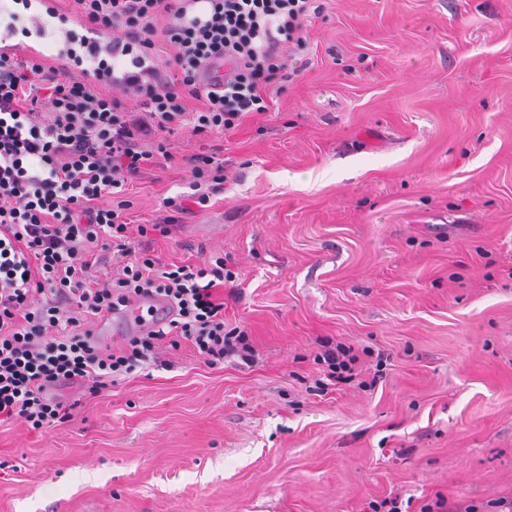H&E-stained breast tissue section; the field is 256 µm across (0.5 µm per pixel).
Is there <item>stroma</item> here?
Returning a JSON list of instances; mask_svg holds the SVG:
<instances>
[{"mask_svg": "<svg viewBox=\"0 0 512 512\" xmlns=\"http://www.w3.org/2000/svg\"><path fill=\"white\" fill-rule=\"evenodd\" d=\"M323 3L307 70L214 135L223 195L155 244L223 252L254 364L185 343L71 421L0 426V512L512 502V0ZM185 184H138L136 223ZM327 338L373 356L321 393Z\"/></svg>", "mask_w": 512, "mask_h": 512, "instance_id": "obj_1", "label": "stroma"}]
</instances>
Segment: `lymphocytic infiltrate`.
<instances>
[{"label":"lymphocytic infiltrate","mask_w":512,"mask_h":512,"mask_svg":"<svg viewBox=\"0 0 512 512\" xmlns=\"http://www.w3.org/2000/svg\"><path fill=\"white\" fill-rule=\"evenodd\" d=\"M72 2L80 27L109 40L111 61L93 50L72 67L0 54V424L35 431L75 416L55 388L100 394L157 364L165 345L187 341L209 365L252 362L247 332L224 327L223 257L155 254V236L224 192L223 146L178 157L168 137L210 136L267 111L265 91L300 74L293 59L319 13L316 0ZM219 55L234 68L203 83ZM174 165L187 169V191L165 198L158 222L133 225L129 187ZM141 291L170 300V321L116 350L94 345L96 319ZM317 359L330 385L360 374L344 342L323 341Z\"/></svg>","instance_id":"obj_1"}]
</instances>
